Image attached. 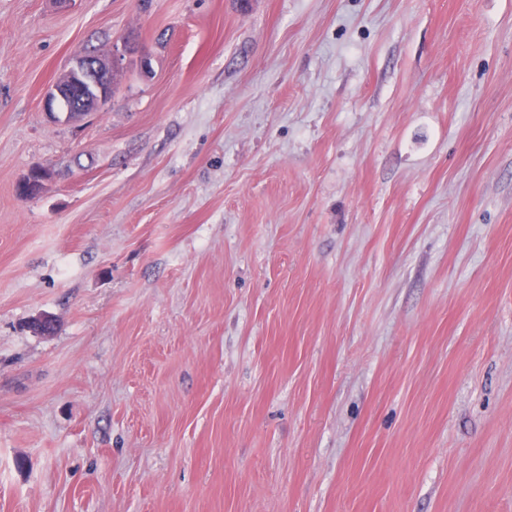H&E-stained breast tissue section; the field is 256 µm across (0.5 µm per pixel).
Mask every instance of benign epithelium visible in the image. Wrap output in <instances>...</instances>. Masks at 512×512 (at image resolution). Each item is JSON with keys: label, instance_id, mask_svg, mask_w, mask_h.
<instances>
[{"label": "benign epithelium", "instance_id": "benign-epithelium-1", "mask_svg": "<svg viewBox=\"0 0 512 512\" xmlns=\"http://www.w3.org/2000/svg\"><path fill=\"white\" fill-rule=\"evenodd\" d=\"M118 64L115 55L110 59L90 53L77 55L48 92L44 105L51 109L59 101L65 118L77 120L102 110L112 99V74Z\"/></svg>", "mask_w": 512, "mask_h": 512}]
</instances>
